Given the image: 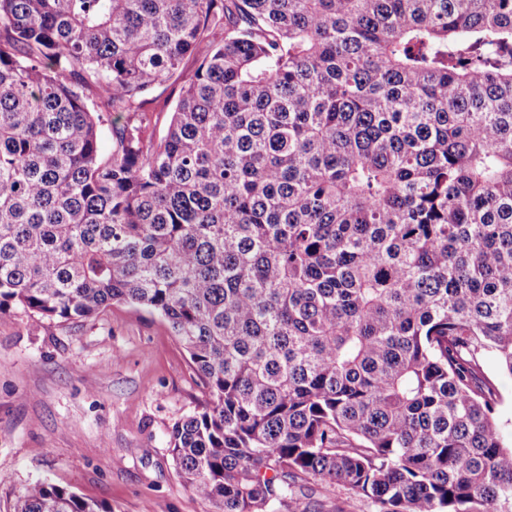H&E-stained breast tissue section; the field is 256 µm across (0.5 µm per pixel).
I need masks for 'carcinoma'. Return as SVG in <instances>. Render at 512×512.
I'll return each mask as SVG.
<instances>
[{"label": "carcinoma", "instance_id": "obj_1", "mask_svg": "<svg viewBox=\"0 0 512 512\" xmlns=\"http://www.w3.org/2000/svg\"><path fill=\"white\" fill-rule=\"evenodd\" d=\"M114 302L208 390L171 456L224 512L312 479L512 512V0H0V313ZM14 512L112 510L38 481ZM202 51L187 56L176 76L168 84L154 87L144 94L140 99L144 100L143 110L152 116V123L146 130V135H150L154 130V120L158 118L155 128L156 136L163 133L168 125L172 112L174 111L180 89L192 79L202 57ZM484 371L493 378L501 394L498 417L504 422V434L507 442L512 441V376L501 373L494 358L489 357L484 364Z\"/></svg>", "mask_w": 512, "mask_h": 512}]
</instances>
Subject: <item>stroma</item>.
Instances as JSON below:
<instances>
[{"label": "stroma", "instance_id": "stroma-1", "mask_svg": "<svg viewBox=\"0 0 512 512\" xmlns=\"http://www.w3.org/2000/svg\"><path fill=\"white\" fill-rule=\"evenodd\" d=\"M200 59L144 94L156 133ZM207 398L168 324L146 309L115 302L74 322L0 314V512L38 480L112 512H222L184 484L170 452L173 425ZM295 496V512H374L332 483H299Z\"/></svg>", "mask_w": 512, "mask_h": 512}]
</instances>
